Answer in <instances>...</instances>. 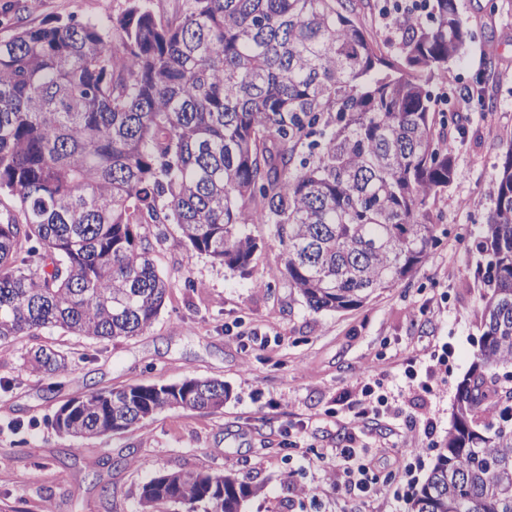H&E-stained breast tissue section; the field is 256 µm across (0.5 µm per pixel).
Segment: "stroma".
<instances>
[{"mask_svg": "<svg viewBox=\"0 0 512 512\" xmlns=\"http://www.w3.org/2000/svg\"><path fill=\"white\" fill-rule=\"evenodd\" d=\"M487 4L458 0L473 37L440 86L452 100L484 90L493 107L460 110L454 179L431 203L439 242L413 275L362 307L315 312L278 276L281 249L269 225L250 228L261 248L246 275L187 250L177 225H165L154 258L169 288L148 331L99 342L57 330L0 348V512H138L142 485L180 469L240 470L263 488L245 512H336L324 471L334 462L331 449L345 443L349 394L371 367L376 393L393 403L356 431L379 484L348 510L393 512L397 499L413 497L444 446L458 386L479 349L473 236L493 208L497 168L512 143V0H499L493 13ZM127 7L128 0H0V39L19 22L40 27L73 18L108 26ZM444 344L454 355L432 391L409 386L406 360L436 355ZM41 345L67 354L70 372L61 383L25 368L28 351ZM188 378L223 380L231 393L223 410H167L143 427L84 441L51 426L70 398ZM427 416L436 423L429 437L415 426ZM411 433L427 438L429 448L402 473L390 449ZM121 455L129 464L111 466ZM299 484L312 497L298 496Z\"/></svg>", "mask_w": 512, "mask_h": 512, "instance_id": "stroma-1", "label": "stroma"}]
</instances>
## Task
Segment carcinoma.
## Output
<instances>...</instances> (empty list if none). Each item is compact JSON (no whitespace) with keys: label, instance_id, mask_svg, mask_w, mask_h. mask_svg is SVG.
Masks as SVG:
<instances>
[{"label":"carcinoma","instance_id":"obj_1","mask_svg":"<svg viewBox=\"0 0 512 512\" xmlns=\"http://www.w3.org/2000/svg\"><path fill=\"white\" fill-rule=\"evenodd\" d=\"M110 28L69 20L0 40V347L61 329L143 334L168 283L138 229L175 224L192 251L248 271L271 226L279 275L315 312L360 307L438 243L429 200L455 175L432 86L472 32L457 0H382L395 50L354 0H129ZM481 345L444 448L408 512H512V143L475 238ZM48 378L68 356L26 358ZM218 379L130 385L67 400L54 430L119 433L171 409L214 413ZM263 492L234 470H179L141 512H243Z\"/></svg>","mask_w":512,"mask_h":512}]
</instances>
